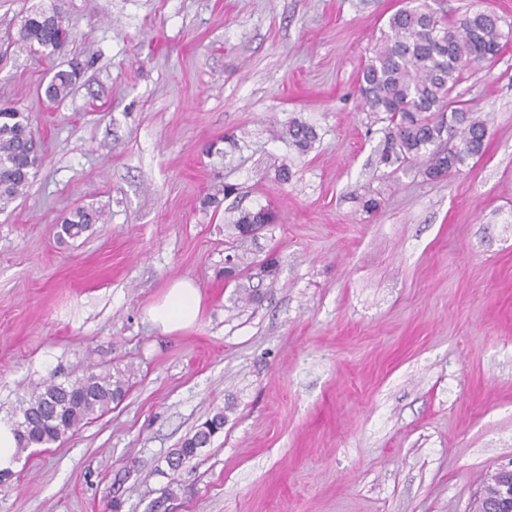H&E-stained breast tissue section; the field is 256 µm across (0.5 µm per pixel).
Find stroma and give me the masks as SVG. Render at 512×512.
Wrapping results in <instances>:
<instances>
[{"label": "stroma", "instance_id": "1", "mask_svg": "<svg viewBox=\"0 0 512 512\" xmlns=\"http://www.w3.org/2000/svg\"><path fill=\"white\" fill-rule=\"evenodd\" d=\"M41 2L0 0V106L41 155L0 209V420L86 368L131 385L20 455L0 512H109L124 469L122 512L170 485L169 512H472L512 465V42L457 87L489 119L484 155L431 181L378 165L387 123L358 93L404 0H56L71 39L49 58L11 46ZM294 117L318 132L304 155L273 132ZM227 183L275 218L258 247L278 270L249 304L224 280ZM78 208L96 223L59 240ZM180 279L201 318L163 335L144 312ZM75 82L66 70L58 71L45 86L44 95L50 102L63 100L71 93ZM224 422V409H219L192 435L186 437L179 448L174 449L167 460L169 468L177 470L184 462L195 458L201 449L209 445L214 436L224 429Z\"/></svg>", "mask_w": 512, "mask_h": 512}]
</instances>
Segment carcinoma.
I'll return each mask as SVG.
<instances>
[{"label":"carcinoma","instance_id":"1","mask_svg":"<svg viewBox=\"0 0 512 512\" xmlns=\"http://www.w3.org/2000/svg\"><path fill=\"white\" fill-rule=\"evenodd\" d=\"M65 28L57 8H36L21 22L14 44L19 50L53 54L65 42ZM512 40V28L503 31L501 17L493 10L475 11L448 22L438 16L428 0H409L388 19L381 46L370 58L359 79V92L370 112H383L389 120L384 130L378 163L403 166L427 156L425 175L437 180L460 170L470 158L486 149L488 120L472 105L453 96L463 64L495 58ZM75 80L61 70L44 89L50 102L66 98ZM279 137L298 152H310L318 139L316 128L293 118ZM39 165L36 141L29 118L15 108H0V207L22 195ZM93 216L78 208L62 220L59 237L76 239L88 230ZM272 223L271 213L233 207L224 225L232 239L237 275L247 273L260 281L276 274L273 254L248 258L257 235L253 228ZM129 371H85L69 382L49 380L33 389L19 408L17 453L54 444L67 434L120 403L129 389ZM224 410L216 411L186 437L168 457L176 470L195 458L224 429Z\"/></svg>","mask_w":512,"mask_h":512}]
</instances>
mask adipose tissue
Masks as SVG:
<instances>
[{
	"label": "adipose tissue",
	"instance_id": "adipose-tissue-1",
	"mask_svg": "<svg viewBox=\"0 0 512 512\" xmlns=\"http://www.w3.org/2000/svg\"><path fill=\"white\" fill-rule=\"evenodd\" d=\"M202 311V295L189 280L175 281L147 314L160 333L174 334L195 326Z\"/></svg>",
	"mask_w": 512,
	"mask_h": 512
}]
</instances>
